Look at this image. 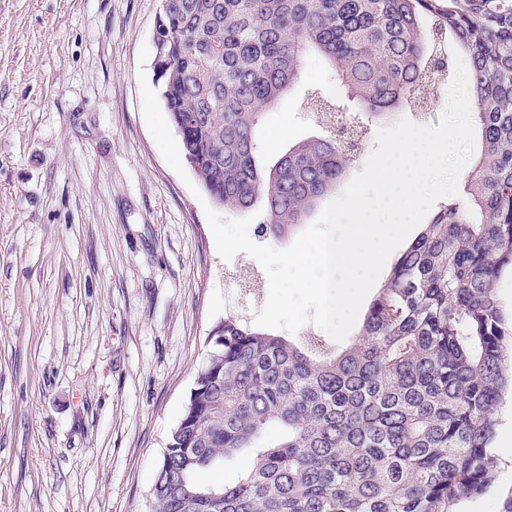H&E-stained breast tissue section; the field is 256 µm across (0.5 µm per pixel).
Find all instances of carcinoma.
Instances as JSON below:
<instances>
[{"label":"carcinoma","instance_id":"carcinoma-1","mask_svg":"<svg viewBox=\"0 0 512 512\" xmlns=\"http://www.w3.org/2000/svg\"><path fill=\"white\" fill-rule=\"evenodd\" d=\"M158 90L187 162L219 207L261 209L285 238L343 178L349 148L322 90L317 134L261 167V122L323 58L369 117L412 109L469 67L481 151L454 200L423 225L343 349L243 316L214 327L156 470L149 512H445L495 480L489 444L512 324V0H168L153 32ZM250 452L231 485L197 474Z\"/></svg>","mask_w":512,"mask_h":512}]
</instances>
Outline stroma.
<instances>
[{"label": "stroma", "instance_id": "obj_1", "mask_svg": "<svg viewBox=\"0 0 512 512\" xmlns=\"http://www.w3.org/2000/svg\"><path fill=\"white\" fill-rule=\"evenodd\" d=\"M159 0H0V512H145L207 337L238 309L200 201L142 113ZM335 92L314 54L263 157Z\"/></svg>", "mask_w": 512, "mask_h": 512}]
</instances>
